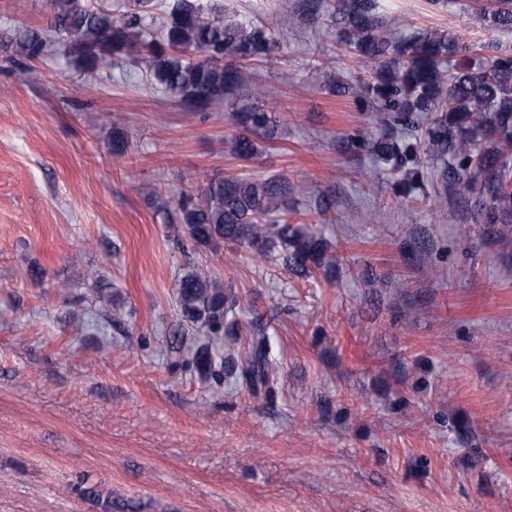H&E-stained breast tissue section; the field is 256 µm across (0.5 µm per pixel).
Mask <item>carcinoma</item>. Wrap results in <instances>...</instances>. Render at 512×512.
Instances as JSON below:
<instances>
[{
    "mask_svg": "<svg viewBox=\"0 0 512 512\" xmlns=\"http://www.w3.org/2000/svg\"><path fill=\"white\" fill-rule=\"evenodd\" d=\"M340 48L374 67L365 98L385 116L376 120L415 131L423 140L381 135L371 153L401 174L394 195L411 200L420 190L421 155L442 163L438 178L474 202L480 224H512V53L464 43L451 32L414 29L404 33L381 11L380 0H330ZM483 25L512 30V0H489L476 8ZM152 0H132L121 18L82 3L54 0L50 28L66 43L77 68H112L122 54L138 52L151 81L190 112H207L239 94L242 71L282 51L271 32L246 19L226 20L224 10L201 0H174L158 28ZM30 59L48 54L50 43L32 30L10 37ZM231 153L249 161L273 136L278 117L254 104L235 110ZM299 190L285 177L227 175L208 181L177 201L183 232L198 246L219 242L276 255L300 276L329 269L333 256L321 232L288 222L289 197ZM181 319L214 340L237 336L228 319L230 296L210 275L189 271L177 281ZM202 378L227 365L252 390L269 386L275 367L266 336L254 331L244 359L221 363L207 345L194 352ZM81 498L100 512H145L148 504L115 497L100 485L81 484Z\"/></svg>",
    "mask_w": 512,
    "mask_h": 512,
    "instance_id": "carcinoma-1",
    "label": "carcinoma"
}]
</instances>
